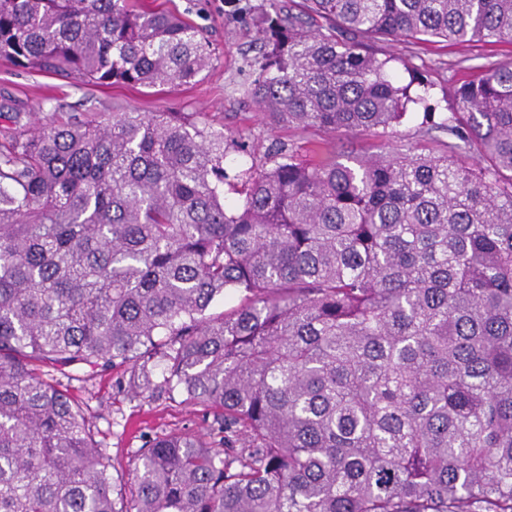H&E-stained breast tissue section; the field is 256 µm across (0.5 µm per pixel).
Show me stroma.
Returning <instances> with one entry per match:
<instances>
[{
    "label": "stroma",
    "mask_w": 512,
    "mask_h": 512,
    "mask_svg": "<svg viewBox=\"0 0 512 512\" xmlns=\"http://www.w3.org/2000/svg\"><path fill=\"white\" fill-rule=\"evenodd\" d=\"M165 9L200 28L213 53V63L196 81L164 88L111 87L82 84L75 79L23 70L0 60V105L9 112L29 113L32 120L48 122L55 113L94 115L103 112H204L225 132L248 136L256 157L269 145L293 144L309 149L319 137L316 130L272 125L245 96L254 77L252 64L259 55L255 17L265 0H249L242 11L238 0H140ZM378 57H394L397 70H410L429 87L433 100L453 97L464 76L488 63L512 62V45L481 42L457 45L373 40ZM447 133L424 126L421 110L407 114L389 138L368 133L337 134L340 153H442ZM63 385L80 403L102 447L112 456V477L117 491H125L139 448L148 439L180 431L202 432L211 442L221 435L213 414L186 402L180 394L152 390L135 395L126 368L68 367Z\"/></svg>",
    "instance_id": "stroma-1"
}]
</instances>
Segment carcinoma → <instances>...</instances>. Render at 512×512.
<instances>
[{"label": "carcinoma", "mask_w": 512, "mask_h": 512, "mask_svg": "<svg viewBox=\"0 0 512 512\" xmlns=\"http://www.w3.org/2000/svg\"><path fill=\"white\" fill-rule=\"evenodd\" d=\"M344 31L512 45V0L262 12L246 95L269 123L388 134L413 104L438 155L280 143L231 176L251 146L202 112L0 113V512H512V65L437 122ZM0 58L149 88L212 64L199 28L130 0H0ZM151 361L239 447L155 437L117 499L44 367L129 365L137 389Z\"/></svg>", "instance_id": "carcinoma-1"}]
</instances>
